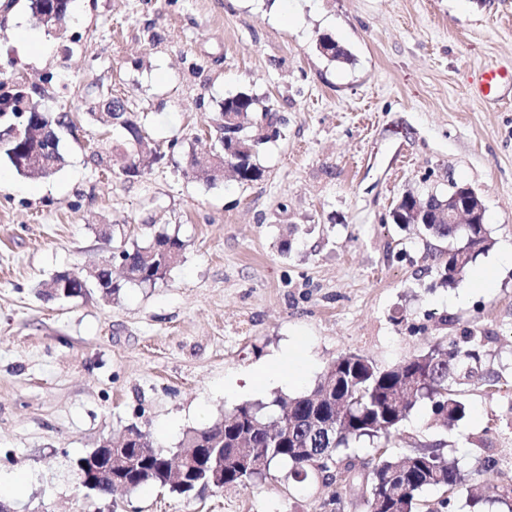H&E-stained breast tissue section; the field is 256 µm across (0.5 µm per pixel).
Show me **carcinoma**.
<instances>
[{
    "instance_id": "obj_1",
    "label": "carcinoma",
    "mask_w": 512,
    "mask_h": 512,
    "mask_svg": "<svg viewBox=\"0 0 512 512\" xmlns=\"http://www.w3.org/2000/svg\"><path fill=\"white\" fill-rule=\"evenodd\" d=\"M69 5L70 0H31V9L47 24L52 22V14L58 19L66 18ZM317 44L329 60H349L348 52L331 36H320ZM28 110L32 116L29 129L19 138L8 134L7 139H0V144L19 174L43 178L53 173L61 160L59 132L69 126L71 119L66 112L54 116L40 112L34 104ZM228 112L237 116L232 131L224 127V115ZM124 132V143L133 145L135 153L127 158L123 171L146 167V163L154 160L155 149L141 125L130 119ZM216 133V151L228 159L225 166L239 175L242 183L263 177L255 158L263 145L281 135L274 109L260 105L256 97L246 92L224 98ZM440 206L436 196L424 201L408 193L392 222L420 224L431 236L469 243V250L463 255L448 251L442 279L452 285L480 254L492 248L493 240L484 224L474 225L468 231L462 226L436 223ZM182 249L178 236L158 233L147 244L125 248L115 256V260L125 264L123 280H112L111 273L104 268L95 279L72 282V295L82 296L94 288L110 299L118 296L127 283L154 286L166 280L180 261ZM442 348L444 345L438 343L426 353L388 367H380L359 354L340 355L311 392L279 400L280 413L274 419L266 418L262 404L243 403L224 414L223 421L188 431L180 447L210 449L205 463L224 467L225 488H246L266 476L272 465L280 463L288 465L292 477L303 473L330 484L332 479L326 472L332 470V465H340L348 473L353 470V444L363 440L373 443L381 438L390 441L417 404L427 402L434 421L447 430L464 416L462 388L476 374L486 377L488 372L482 368V354L477 347L454 344L446 352ZM278 421L288 422L286 443L274 440L271 425ZM126 448L138 457V465L122 475L127 491L157 485L183 494L187 489L180 488L181 484L200 483L202 464L194 462L187 472L175 474L149 433L134 425L125 427L116 451ZM366 479L368 512H454L463 490L467 493V506L474 509L482 504V496L475 492L474 485H466L456 461L434 444L415 449L400 460L390 456L386 446L375 448ZM94 487L101 495L112 493L115 485L111 473L97 471ZM429 488L443 490V497L432 506L421 500V493ZM495 502L502 512H512V478L498 487Z\"/></svg>"
}]
</instances>
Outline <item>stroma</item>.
<instances>
[{"label": "stroma", "instance_id": "1", "mask_svg": "<svg viewBox=\"0 0 512 512\" xmlns=\"http://www.w3.org/2000/svg\"><path fill=\"white\" fill-rule=\"evenodd\" d=\"M295 21L285 24L283 13ZM51 44L35 58L10 32ZM331 34L350 53L316 49ZM512 68V0H72L60 28L30 0H0V97L22 93L69 113L63 162L50 177L18 174L0 153V475L25 471L10 512H367L362 478L323 484L271 467L242 489L188 495L150 486L100 495L79 460L129 425L174 456L185 431L251 402L310 392L339 355L381 366L438 342H469L496 386L477 381L452 432L417 405L395 438L401 455L442 444L486 487L512 472V86L486 97L471 75ZM111 89L144 125L159 158L123 174L120 130L96 121ZM272 105L281 135L260 150L261 180L188 173L209 151L224 98ZM481 197L493 247L456 285L438 265L449 240L392 223L406 193ZM178 235L165 282L46 296L63 270L86 271L154 234ZM289 252H282L283 240ZM492 288L476 284L480 274ZM293 344L298 376L250 388L251 371ZM234 380V390L224 388ZM498 470L480 472L485 456Z\"/></svg>", "mask_w": 512, "mask_h": 512}]
</instances>
